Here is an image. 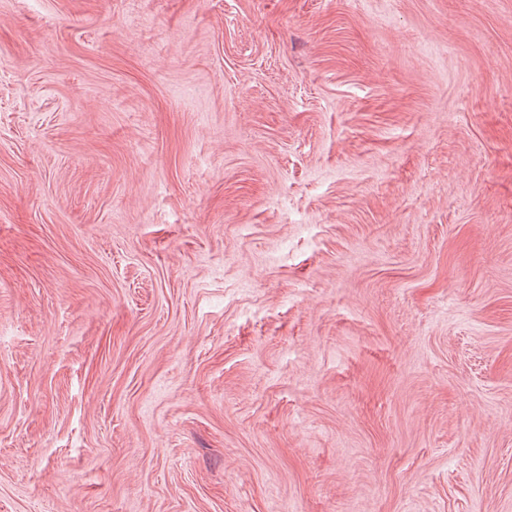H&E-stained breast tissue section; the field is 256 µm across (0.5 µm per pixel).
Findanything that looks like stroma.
<instances>
[{"label":"stroma","mask_w":512,"mask_h":512,"mask_svg":"<svg viewBox=\"0 0 512 512\" xmlns=\"http://www.w3.org/2000/svg\"><path fill=\"white\" fill-rule=\"evenodd\" d=\"M0 512H512V0H0Z\"/></svg>","instance_id":"obj_1"}]
</instances>
